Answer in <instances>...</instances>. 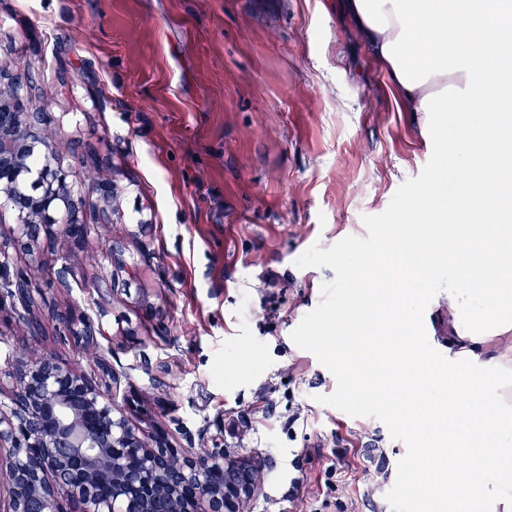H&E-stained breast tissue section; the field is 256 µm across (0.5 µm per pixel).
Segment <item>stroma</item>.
<instances>
[{
  "label": "stroma",
  "mask_w": 512,
  "mask_h": 512,
  "mask_svg": "<svg viewBox=\"0 0 512 512\" xmlns=\"http://www.w3.org/2000/svg\"><path fill=\"white\" fill-rule=\"evenodd\" d=\"M0 71L29 79L74 181L123 188L85 244L16 250L43 333L0 315V385L35 349L98 380L58 334L81 312L114 405L265 464L250 512H392L406 444L318 403L337 381L291 338L335 277L296 259L363 236L431 157L338 0H0Z\"/></svg>",
  "instance_id": "1"
}]
</instances>
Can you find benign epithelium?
Returning a JSON list of instances; mask_svg holds the SVG:
<instances>
[{
	"mask_svg": "<svg viewBox=\"0 0 512 512\" xmlns=\"http://www.w3.org/2000/svg\"><path fill=\"white\" fill-rule=\"evenodd\" d=\"M28 153L50 154L42 137V117L27 109L24 90L0 87V205L16 217L13 240L0 242V278L11 293L0 296V312H17L29 295L25 271L12 265L14 242H33L41 231L58 227L76 241L88 237L79 218L80 196L69 172L46 164L34 174L24 167ZM103 201L121 192L117 180L89 188ZM66 336H93L90 322L69 311L61 317ZM7 400L0 399V487L8 506L0 512H151L155 495L165 493L175 512H249L251 484L213 485L208 475L246 463L214 448L207 455L179 454L163 430L150 437L122 410L112 395L91 384L80 372L62 366L53 356L32 359L13 375ZM181 456V479L157 477L166 456Z\"/></svg>",
	"mask_w": 512,
	"mask_h": 512,
	"instance_id": "obj_1",
	"label": "benign epithelium"
}]
</instances>
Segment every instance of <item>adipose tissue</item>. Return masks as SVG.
Segmentation results:
<instances>
[{
  "instance_id": "adipose-tissue-1",
  "label": "adipose tissue",
  "mask_w": 512,
  "mask_h": 512,
  "mask_svg": "<svg viewBox=\"0 0 512 512\" xmlns=\"http://www.w3.org/2000/svg\"><path fill=\"white\" fill-rule=\"evenodd\" d=\"M342 7L405 110L420 113V135L433 136L443 152L484 171V189H495L498 170L488 167L480 143L491 131L499 141H512V39L493 47L485 38L512 26V0H342ZM449 106L462 129L453 140L446 133ZM395 230L404 258L389 264V279H418L414 257L445 260L452 254L446 236L427 238L413 211H405ZM480 285L493 311H468L467 292L448 291L454 357L444 366L422 365L421 382L435 388L434 402L418 406L410 391L396 402L401 422L425 437L434 479L454 512H470L474 502H492L512 486V404L505 399L512 392V287H497L489 275ZM372 336L376 387H387L411 360L421 359L417 343L394 353L384 331ZM487 439L491 447L476 451V443Z\"/></svg>"
}]
</instances>
